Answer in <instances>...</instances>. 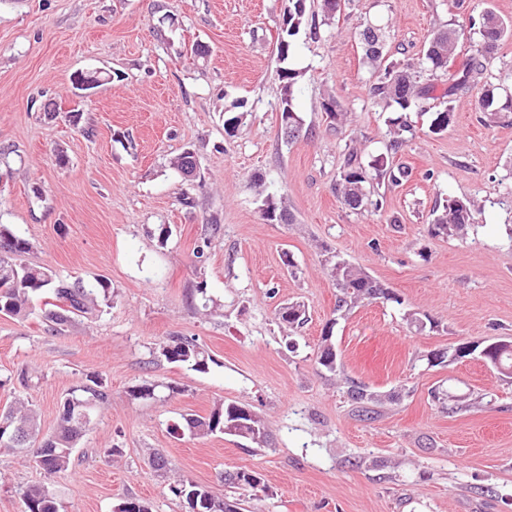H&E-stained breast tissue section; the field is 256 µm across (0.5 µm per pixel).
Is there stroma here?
Segmentation results:
<instances>
[{
    "label": "stroma",
    "mask_w": 512,
    "mask_h": 512,
    "mask_svg": "<svg viewBox=\"0 0 512 512\" xmlns=\"http://www.w3.org/2000/svg\"><path fill=\"white\" fill-rule=\"evenodd\" d=\"M287 8L0 0V225L30 243L26 262L111 295L55 330L49 294L33 298L28 317L0 314V412L28 398L45 436L87 377L108 394L66 471L0 449V512H22L31 485L47 486L59 512H116L128 499L187 512L171 491L180 479L243 499L245 512H512V376L474 355L426 360L512 337V111L489 124L478 107L487 88L512 94V38L453 97L447 131L431 133L429 115L411 113L413 134L394 161L412 175L381 188V211L349 209L336 194L346 154L376 155L389 140L390 112L369 92L364 25L380 28L390 59L426 83L433 30H459L461 53H471L482 13L512 23V0H343L318 36L304 28L296 37L302 129L289 142L276 53ZM197 44L207 56L193 54ZM89 68L105 82L86 95L71 77ZM331 98L345 113L336 124L324 110ZM236 100L246 116L229 136L224 108ZM187 149L199 161L193 178L171 166ZM257 179L293 223L264 219ZM454 198L474 202L475 223L429 233L434 210ZM334 258L395 300L334 316ZM290 302L306 309L301 327L275 318ZM411 312L435 328L415 331ZM329 322L333 373L318 363ZM178 337L204 347L207 372L165 360L161 346ZM351 379L379 395L373 419L354 412ZM154 381L172 387L163 400L130 396ZM435 389L461 411L433 402ZM222 402L257 413L269 447L192 436L186 417ZM158 453L168 470L154 468ZM239 469L258 473L265 491L224 485L222 474Z\"/></svg>",
    "instance_id": "stroma-1"
}]
</instances>
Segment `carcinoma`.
Instances as JSON below:
<instances>
[{"mask_svg":"<svg viewBox=\"0 0 512 512\" xmlns=\"http://www.w3.org/2000/svg\"><path fill=\"white\" fill-rule=\"evenodd\" d=\"M292 7L288 8V20L284 21L286 29L281 35L288 42L287 53L278 56L283 66L277 70L281 85V95L288 96L287 105L296 110L295 89L301 74L299 71L285 66L294 49V37L298 35L306 22V0H289ZM512 34V25L504 23L498 16L490 12L483 17L482 44L468 55L455 75L448 76V86L443 97L452 98L471 87L473 79L482 74L486 63L497 50L505 36ZM364 56L377 73L376 79L370 86L372 97L384 102L392 109L394 116L388 118L391 140L389 149L396 152L406 143V135L411 133L412 125L407 113H431L429 129L433 133H441L448 129L453 120V108L447 104L435 111L427 106V101L433 98L435 86L422 85L418 75L399 67L388 60L383 40L377 29L365 27L361 33ZM459 33L453 29H438L434 31L426 43L424 57L431 70L441 72L448 68V58L457 55ZM244 102L236 100L230 108L224 111V130L235 131L241 124L245 113L241 112ZM411 176L407 168H395L387 156L379 154L364 162L354 154H349L339 172L337 183L341 184L339 192L344 203L351 209L357 210L364 206H372L379 211L383 201L372 199L368 188L383 181L398 185ZM474 223L471 204L463 200H450L443 210L436 214L431 232L434 234H450L461 229L466 224ZM31 249L30 243L13 234L8 228L0 226V314L10 317L25 318L31 298L41 292H48L57 301L64 304L58 312L48 314V320L57 326L71 321L72 316L86 313L89 305L95 303L94 291L80 283H69L55 278L45 267L22 262L21 256ZM331 276L336 281L340 295L336 301L335 312L343 313L352 309L364 300L384 298L401 303V300L388 289L373 281L364 271L352 264L340 260L331 268ZM304 306L290 303L278 311V320L290 327L298 326L305 321ZM335 321L326 326L323 336L325 347L321 352L318 363L329 372L336 371V353L332 351L330 333ZM161 354L174 364L190 367L194 371L205 372L209 369L210 357L194 338H184L177 343L161 346ZM348 398L355 406L358 415L367 419L374 414L373 403L375 395L364 386L351 383L347 389ZM107 393L100 390L98 382L74 388L61 402V426L57 433L42 440L38 439V424L32 409L20 403L5 415H0V441H6L19 426L28 428L29 442L33 447L34 461L47 473L55 474L68 468L73 448L78 440L90 429V424H81L73 415L85 411L89 417H94L98 406L105 402ZM248 407L237 403H221L216 405L209 415L198 421L202 429L198 434L205 436L224 429H239L238 422H246V429L251 432L249 440L256 444H268L269 435L264 421L254 412L245 416ZM224 483L236 487H247L252 490H267L260 486L257 478L244 470L229 474ZM171 492L186 499L189 508L205 512L203 499L213 497V494L193 483H180L171 487ZM22 502L24 512H59V507L53 492L46 486L31 487L23 492Z\"/></svg>","mask_w":512,"mask_h":512,"instance_id":"cac0c4a2","label":"carcinoma"}]
</instances>
